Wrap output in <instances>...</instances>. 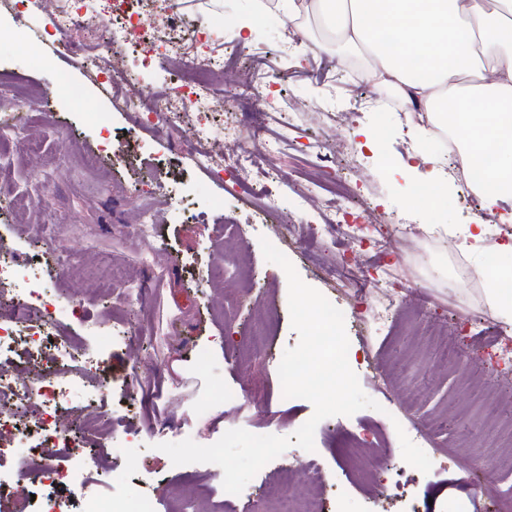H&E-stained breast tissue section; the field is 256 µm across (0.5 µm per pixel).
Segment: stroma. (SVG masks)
<instances>
[{"instance_id": "35a3bbf8", "label": "stroma", "mask_w": 512, "mask_h": 512, "mask_svg": "<svg viewBox=\"0 0 512 512\" xmlns=\"http://www.w3.org/2000/svg\"><path fill=\"white\" fill-rule=\"evenodd\" d=\"M274 0H176L181 28L210 36L219 53L238 48L251 65L273 70L281 92L269 117V136L288 127L281 143L275 185L280 210L262 212L264 179H250L248 195L226 193L221 180L197 169L193 155L162 133H142L130 142L132 113L119 112L83 58L84 41L101 39L100 29L54 27V0L37 11L0 6V28L14 40L0 47V71L29 91L21 117L31 127L37 154L17 147L0 168V183L37 207L0 210V239L15 252L34 258L47 297L62 329L79 352H97L104 333L128 335L114 344L88 374L83 392L71 394L59 411L63 423L93 418L111 423L112 440L89 441L88 458L101 466L89 482L40 487L80 508L84 498H118L134 491L150 497L156 512H269L268 488L298 484L305 452L290 446L267 463L241 494L224 491L206 464L173 465L157 449L112 444L127 432L147 431L154 420L178 428L191 419L199 444L210 445L226 431L242 428L257 435H293L313 414L310 402L283 399L278 367L284 351L297 345L288 308V282L281 267L267 262L260 240L281 234L293 245L289 255L301 279L332 299L345 319L350 362L363 392L378 409L337 415L316 427L322 478L312 491L323 512H498L499 496L512 494V446L497 444L494 424L498 400L512 387V362L499 359L512 348V326L499 335L476 323L460 328L459 318L490 310L481 288L455 279L453 269L471 264L456 236L418 241L402 238L403 258L396 267L410 298L398 309L391 330L375 331L365 322L366 302L354 299L350 282L326 275L341 257L353 259L354 275L373 268L376 248L349 240L323 224L320 202L297 205L295 190L310 152L322 147L365 146L357 156L351 183L367 206L384 219L413 216L421 224L472 223L482 204L453 183L437 211L420 206L434 192L424 179L408 180L398 165L413 149L441 153L437 139L412 141L400 134L398 101L371 103L372 88L341 73L335 46L305 59L284 54L282 28L269 21ZM250 32L240 33L242 21ZM84 89L82 102L68 98L67 84ZM376 139L366 143L364 134ZM181 186L183 200L160 203L156 238L148 243L127 237L123 225L136 220L139 195L147 184ZM57 218L62 251L49 249L39 229ZM112 265L139 288L133 297L107 294L90 279L93 268ZM81 305L72 314V305ZM448 337V353L432 348V333ZM207 348L209 358L197 352ZM369 360H361L363 348ZM139 382L136 399L126 397L128 378ZM224 390L236 401L216 404L192 416L193 404ZM441 418L425 433L432 454L418 456L401 426ZM482 455L494 462L474 473L469 460ZM128 474L125 484L111 473ZM491 483L496 497L478 493Z\"/></svg>"}]
</instances>
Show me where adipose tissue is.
<instances>
[{"instance_id": "obj_1", "label": "adipose tissue", "mask_w": 512, "mask_h": 512, "mask_svg": "<svg viewBox=\"0 0 512 512\" xmlns=\"http://www.w3.org/2000/svg\"><path fill=\"white\" fill-rule=\"evenodd\" d=\"M303 37L300 55L321 41L365 56L361 81L392 90L407 104L409 137L431 138L438 130L457 140L462 165L479 159L487 143L497 146L496 162L478 192L485 209L512 199V0H280ZM325 33L317 40L308 21ZM398 47L388 50L387 37ZM482 109L471 112L470 101ZM497 273L476 272L486 282L495 313L512 324V295L501 278H512V243Z\"/></svg>"}]
</instances>
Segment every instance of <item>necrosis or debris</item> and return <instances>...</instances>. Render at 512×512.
I'll use <instances>...</instances> for the list:
<instances>
[{"label": "necrosis or debris", "instance_id": "4bbe7bcc", "mask_svg": "<svg viewBox=\"0 0 512 512\" xmlns=\"http://www.w3.org/2000/svg\"><path fill=\"white\" fill-rule=\"evenodd\" d=\"M138 0H112V13L96 15L90 0H55V25L65 31L76 23L93 20L95 25L112 30L111 45L95 43L88 50L95 60V76L103 84H112L120 74L124 60L113 56L111 46L128 42L140 48L144 67H174L180 73L176 82L161 91L143 94L129 85L115 108L136 113L140 124L193 146L196 165L213 175L228 173L231 191L244 190V174L254 170L265 178L277 171L279 143L265 139V112L252 113L248 137H238L235 128L226 135L236 146L222 151L207 128L185 125L189 112L220 111L242 98L270 103L275 98L274 78L257 68L250 69L247 79L234 90H217L215 76L226 64L222 55L210 50L203 38H196L193 48L175 49L165 36V29L177 28L180 19L174 7H166V28H159L141 14ZM315 172L297 189L299 199L316 198L333 203L325 214L328 224H340L347 237L386 249L396 229L382 222L379 215L358 204L352 186L342 176L341 159L328 151H316L308 158ZM359 294L368 302L375 330H383L399 307L395 283L387 267H379L365 279ZM0 302L7 312L0 315V443L11 444L21 438L28 467L0 470V489H11L13 512H71L66 500L46 497L32 500V483L53 486L78 484L89 480L93 466L84 455L83 439L102 436L99 424H84L80 432L68 431L58 420L57 407L64 395L83 388L85 378L68 376L65 363L75 361L77 347L66 336L38 278L25 260L9 252L0 253Z\"/></svg>", "mask_w": 512, "mask_h": 512}]
</instances>
